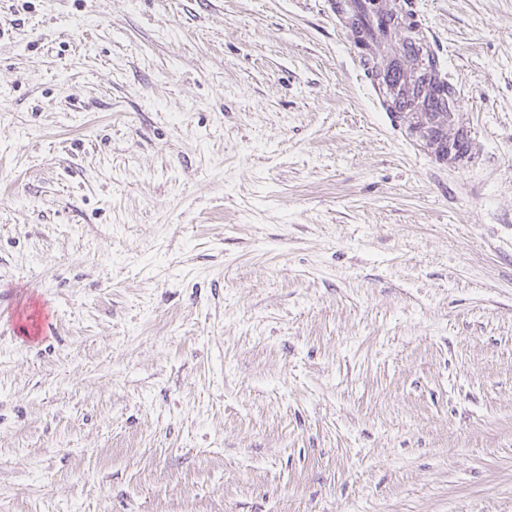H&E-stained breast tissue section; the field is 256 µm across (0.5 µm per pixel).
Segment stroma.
I'll return each mask as SVG.
<instances>
[{"instance_id":"35a3bbf8","label":"stroma","mask_w":512,"mask_h":512,"mask_svg":"<svg viewBox=\"0 0 512 512\" xmlns=\"http://www.w3.org/2000/svg\"><path fill=\"white\" fill-rule=\"evenodd\" d=\"M474 142L336 0H0V512H512V0H412ZM359 64L368 75L378 76L383 81V87L387 86L391 89L392 96V109L385 112H394L396 117L406 118L415 107L411 104V91H408L405 86V77L407 74V67H403L400 63L394 62L389 67L383 69L380 58L374 54H368L359 58ZM381 71V75H379ZM393 84V85H391ZM397 102V106L394 103ZM398 104L401 108H398ZM420 108L422 112L433 113L432 116H434L437 123H439L437 126L438 138L443 140L446 135H448V152L451 155L457 152H464L461 157L462 159L469 156L470 151L467 149L469 146L468 134L457 124V106L453 100L448 101V97L440 98L429 96L423 101ZM446 120L448 121V129H446ZM462 144L463 147L459 150L458 146Z\"/></svg>"}]
</instances>
